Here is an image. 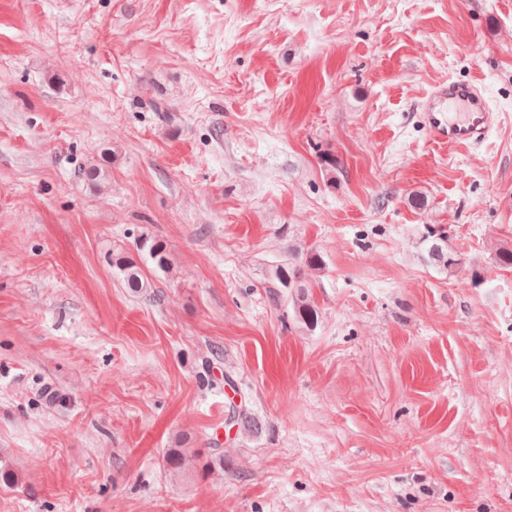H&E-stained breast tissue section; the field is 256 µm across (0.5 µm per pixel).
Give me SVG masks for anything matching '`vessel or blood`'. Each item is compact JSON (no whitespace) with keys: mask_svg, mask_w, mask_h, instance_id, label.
I'll use <instances>...</instances> for the list:
<instances>
[{"mask_svg":"<svg viewBox=\"0 0 512 512\" xmlns=\"http://www.w3.org/2000/svg\"><path fill=\"white\" fill-rule=\"evenodd\" d=\"M427 129L436 142L475 145L484 142L499 124L483 90L473 83L445 81L421 101Z\"/></svg>","mask_w":512,"mask_h":512,"instance_id":"vessel-or-blood-1","label":"vessel or blood"}]
</instances>
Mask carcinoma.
Returning a JSON list of instances; mask_svg holds the SVG:
<instances>
[{"label":"carcinoma","instance_id":"obj_1","mask_svg":"<svg viewBox=\"0 0 512 512\" xmlns=\"http://www.w3.org/2000/svg\"><path fill=\"white\" fill-rule=\"evenodd\" d=\"M423 242L427 245V256L431 264L444 272H454L460 264L451 250L448 249V233L434 226L426 227ZM112 265L123 275L124 281L134 293L148 287V281L137 263L120 253L112 255ZM324 265L322 254L314 249L294 250L291 261L276 269L275 276L280 287L285 289V297L292 304L294 316L307 328L317 325L319 311L308 299L307 285L304 280V268H321Z\"/></svg>","mask_w":512,"mask_h":512}]
</instances>
